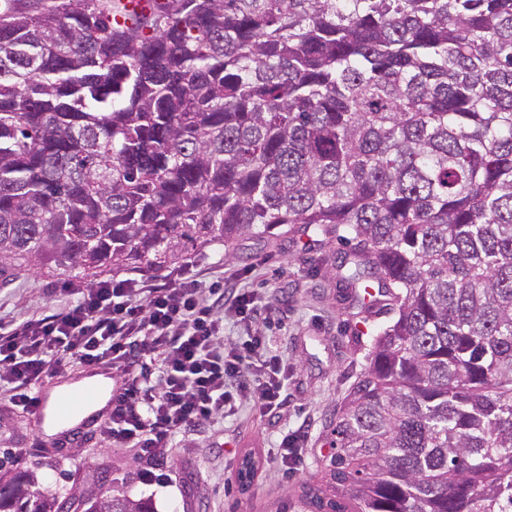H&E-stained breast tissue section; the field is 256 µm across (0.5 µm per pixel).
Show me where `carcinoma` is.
I'll use <instances>...</instances> for the list:
<instances>
[{
	"label": "carcinoma",
	"mask_w": 512,
	"mask_h": 512,
	"mask_svg": "<svg viewBox=\"0 0 512 512\" xmlns=\"http://www.w3.org/2000/svg\"><path fill=\"white\" fill-rule=\"evenodd\" d=\"M0 0V284L288 224L385 307L314 512H512V0ZM0 512H156L36 497Z\"/></svg>",
	"instance_id": "cac0c4a2"
}]
</instances>
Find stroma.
I'll return each instance as SVG.
<instances>
[{"mask_svg":"<svg viewBox=\"0 0 512 512\" xmlns=\"http://www.w3.org/2000/svg\"><path fill=\"white\" fill-rule=\"evenodd\" d=\"M214 245L186 260L190 275L216 288H250L260 297L264 332L288 364V411L279 420L252 412L226 417L223 424L192 436L169 451L163 482L142 481L136 449L119 450L105 439L84 436L64 445L37 447L29 416L0 398V452L18 456L30 476V491L61 496L98 494L152 498L157 512H310L303 485L324 483L334 453L328 434L336 412L365 364L368 336L355 332L346 288L332 270L336 242L305 244L285 232L268 240ZM65 277L41 272L19 275L0 286V320L29 318L55 308L50 289ZM305 427L307 453L297 469L282 474L270 448L284 430ZM255 463L249 486L238 470L244 457Z\"/></svg>","mask_w":512,"mask_h":512,"instance_id":"obj_1","label":"stroma"}]
</instances>
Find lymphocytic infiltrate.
Listing matches in <instances>:
<instances>
[{
	"label": "lymphocytic infiltrate",
	"mask_w": 512,
	"mask_h": 512,
	"mask_svg": "<svg viewBox=\"0 0 512 512\" xmlns=\"http://www.w3.org/2000/svg\"><path fill=\"white\" fill-rule=\"evenodd\" d=\"M58 294L59 309L0 323V396L25 413L63 366L110 367L120 391L95 432L156 467L233 410H285L288 368L261 332L252 290L206 288L173 270L157 283L111 278ZM229 318L237 336L224 333Z\"/></svg>",
	"instance_id": "f902f5d3"
}]
</instances>
